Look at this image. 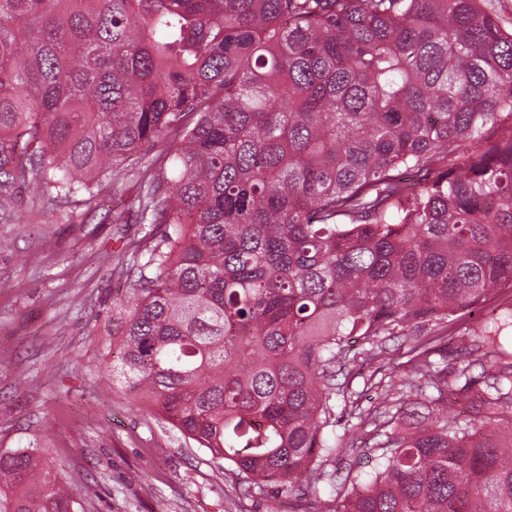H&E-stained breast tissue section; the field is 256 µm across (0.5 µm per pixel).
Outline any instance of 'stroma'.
Returning <instances> with one entry per match:
<instances>
[{"label": "stroma", "mask_w": 512, "mask_h": 512, "mask_svg": "<svg viewBox=\"0 0 512 512\" xmlns=\"http://www.w3.org/2000/svg\"><path fill=\"white\" fill-rule=\"evenodd\" d=\"M138 193L132 171L91 201L32 183L0 213V448H44L78 512H290L288 495L243 494L112 380V299L129 286L114 268L144 234L113 223L112 197Z\"/></svg>", "instance_id": "35a3bbf8"}]
</instances>
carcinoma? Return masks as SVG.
<instances>
[{"instance_id": "cac0c4a2", "label": "carcinoma", "mask_w": 512, "mask_h": 512, "mask_svg": "<svg viewBox=\"0 0 512 512\" xmlns=\"http://www.w3.org/2000/svg\"><path fill=\"white\" fill-rule=\"evenodd\" d=\"M140 174L112 372L246 491L324 512H512V21L501 0H0V212ZM453 375L437 356L448 320ZM330 440L335 367L426 326ZM479 370L473 377V370ZM380 437L363 479L324 468ZM38 448L0 512H74Z\"/></svg>"}]
</instances>
